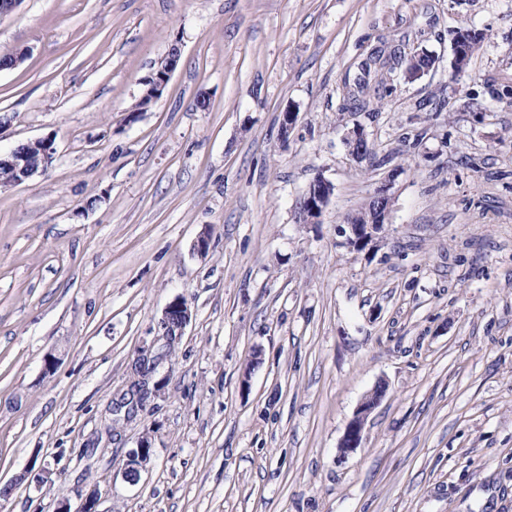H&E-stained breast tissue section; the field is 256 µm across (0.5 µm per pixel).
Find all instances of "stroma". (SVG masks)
<instances>
[{
	"label": "stroma",
	"mask_w": 512,
	"mask_h": 512,
	"mask_svg": "<svg viewBox=\"0 0 512 512\" xmlns=\"http://www.w3.org/2000/svg\"><path fill=\"white\" fill-rule=\"evenodd\" d=\"M462 25L486 37L456 73ZM393 47L436 65L345 106ZM18 50L0 152L56 154L0 187V512L92 490L102 512H512V0H21L0 17V55ZM357 124L389 163L349 155ZM319 176L331 201L300 223ZM385 180L378 247L347 249L339 225ZM179 295L193 316L170 345ZM142 352L161 386L112 420ZM179 59L180 49L178 46L173 45L162 60L161 65L159 64L153 75L144 83L146 87L141 98H139L136 103L135 108L140 107V100L144 102V105L139 110L131 111L132 119H136L140 115V112L147 111L149 107L162 97L164 90L178 65ZM27 145L33 146L32 149L27 148L25 150L27 154L28 163L35 164L36 167H40L38 172H36V167L28 166L27 160H25L23 152L21 151V145L17 146L6 156H2L0 154V165L3 163V161H7L9 164L14 166L20 174V178H18L13 183V185L21 184L26 180H29L30 178L34 177L35 175L43 174L44 172L47 171V169L51 166L53 162L55 148L52 140L46 138L34 139L27 141ZM40 158L42 161V166ZM20 160L23 162V166L21 167L19 166ZM191 318V304L187 299L177 297L163 310L157 325L167 343L171 344L183 335ZM386 393V384L379 382L364 398L356 410L354 418L349 422L340 441L339 448L342 455H346L358 448L363 438V427L367 415L374 409ZM151 447L148 440H141L136 448H131L126 454L125 473L131 481H136L142 470L150 461ZM134 473L135 478H131Z\"/></svg>",
	"instance_id": "stroma-1"
}]
</instances>
